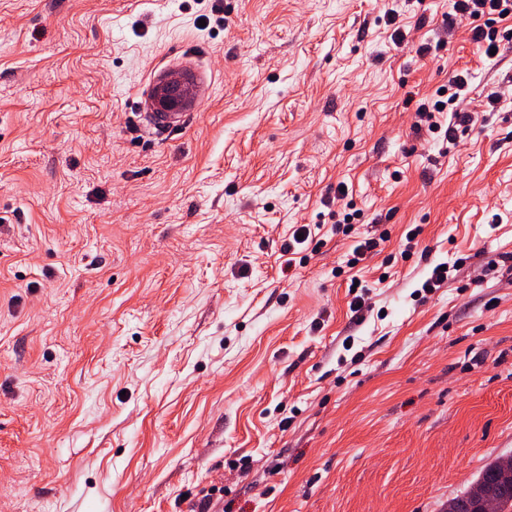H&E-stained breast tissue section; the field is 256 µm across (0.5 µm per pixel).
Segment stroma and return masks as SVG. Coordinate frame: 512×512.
Here are the masks:
<instances>
[{"label": "stroma", "mask_w": 512, "mask_h": 512, "mask_svg": "<svg viewBox=\"0 0 512 512\" xmlns=\"http://www.w3.org/2000/svg\"><path fill=\"white\" fill-rule=\"evenodd\" d=\"M451 7L0 0V512H443L512 457V16ZM160 86L170 88V96L165 97L159 93L152 97V106L156 112H146V114L149 124L157 131L162 132L169 129L175 122L185 123L189 113L173 112L174 104L171 101V97L182 93L184 88H188L192 92V85L188 83L181 73L173 72L162 80ZM175 87H177L176 92L173 91ZM467 86V79L463 75L454 77L448 83V89L446 88V92L448 91L447 99L436 100L432 106V111L425 112L428 131L433 133L442 130L444 122L440 118H443L446 114L447 119V113L444 112H451L450 121L444 131V139L449 145L448 149L458 146L461 135L467 131L473 121L472 113L464 104ZM438 104H442V108H439Z\"/></svg>", "instance_id": "obj_1"}]
</instances>
